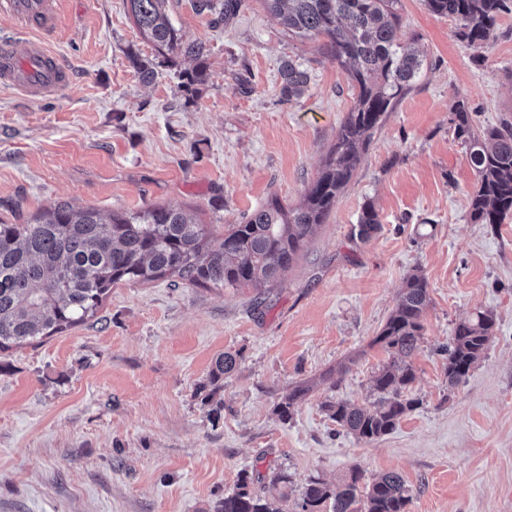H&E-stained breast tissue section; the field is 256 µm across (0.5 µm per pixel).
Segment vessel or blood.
<instances>
[{
    "mask_svg": "<svg viewBox=\"0 0 512 512\" xmlns=\"http://www.w3.org/2000/svg\"><path fill=\"white\" fill-rule=\"evenodd\" d=\"M0 11L17 18L24 30L48 31L56 22L53 0H0ZM68 70L42 41L28 42L25 54H17L13 40L0 38V85L38 101L62 93Z\"/></svg>",
    "mask_w": 512,
    "mask_h": 512,
    "instance_id": "obj_1",
    "label": "vessel or blood"
}]
</instances>
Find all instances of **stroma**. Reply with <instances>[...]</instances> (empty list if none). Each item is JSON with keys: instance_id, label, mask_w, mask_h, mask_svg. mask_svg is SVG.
<instances>
[{"instance_id": "stroma-1", "label": "stroma", "mask_w": 512, "mask_h": 512, "mask_svg": "<svg viewBox=\"0 0 512 512\" xmlns=\"http://www.w3.org/2000/svg\"><path fill=\"white\" fill-rule=\"evenodd\" d=\"M55 7L42 39L71 75L65 92L34 102L0 87L6 224L64 201L105 214L157 204L223 232L271 197L299 204L355 103L323 38L289 35L264 0L227 23L168 0L184 41L209 49V77L190 94L180 86L190 61L157 58L124 0ZM397 12L399 37L417 42L425 65L283 287L121 282L94 317L0 354V512H215L245 474L251 492L293 512L311 478L333 483L354 467L368 479L398 473L407 512H512V217L470 222L477 177L449 123L459 101L477 127L512 121V14L474 51L422 0H399ZM131 50L154 61L153 83ZM288 59L310 76L291 100ZM368 203L380 228L361 241L351 229ZM415 271L430 294L412 356L419 404L363 443L323 403L370 401L388 359L373 339ZM480 311L494 314L495 333L449 387L440 348ZM226 352L237 366L204 400L198 388ZM308 380L313 390L281 420V397ZM279 472L291 479L286 500L270 483Z\"/></svg>"}]
</instances>
